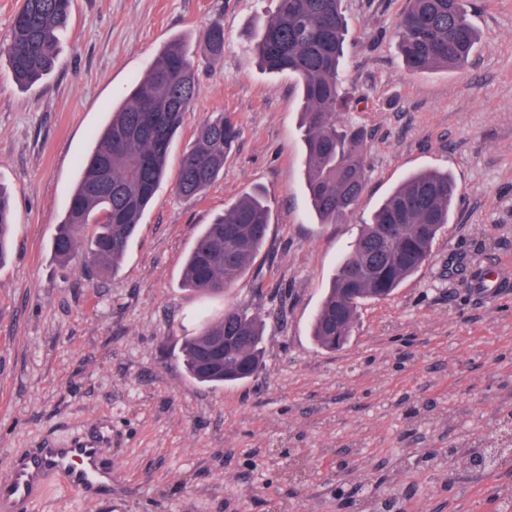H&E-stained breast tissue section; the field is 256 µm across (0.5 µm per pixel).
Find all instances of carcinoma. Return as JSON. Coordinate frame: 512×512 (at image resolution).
Wrapping results in <instances>:
<instances>
[{"label": "carcinoma", "instance_id": "1", "mask_svg": "<svg viewBox=\"0 0 512 512\" xmlns=\"http://www.w3.org/2000/svg\"><path fill=\"white\" fill-rule=\"evenodd\" d=\"M72 0H21L11 25L6 55L15 81L32 87L52 70L58 34L71 15ZM348 34L341 0H275V9L255 37L261 68L294 77L301 112L305 185L323 223H334L357 208L366 185V143L360 130L338 120L346 103L341 78ZM210 56L224 55V24L216 21L203 35ZM479 41L468 0H409L400 15L396 49L413 73L464 65ZM196 66L184 42L174 39L131 88L114 112L95 148L82 163L77 187L52 240L61 261L81 247L96 273H115L161 186L174 139L189 104L200 94ZM241 127L219 113L197 129L181 158L175 190L196 200L224 169L227 152ZM457 184L447 172L426 171L403 179L371 214L342 257L317 310L311 335L334 351L352 336L361 306L389 296L423 265L450 223ZM270 224L259 192L248 193L204 226L183 268L185 290L201 296L224 293L253 266ZM15 226L10 195L0 187V264L8 257ZM217 336L242 342L247 368L236 356L224 369H202L205 352ZM181 355L190 376L219 386L247 380L262 368L264 325L243 308H226L198 333L185 337Z\"/></svg>", "mask_w": 512, "mask_h": 512}]
</instances>
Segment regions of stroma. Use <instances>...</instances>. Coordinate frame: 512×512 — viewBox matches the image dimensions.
<instances>
[{
    "label": "stroma",
    "instance_id": "1",
    "mask_svg": "<svg viewBox=\"0 0 512 512\" xmlns=\"http://www.w3.org/2000/svg\"><path fill=\"white\" fill-rule=\"evenodd\" d=\"M408 0H343L349 33L342 124L362 128L367 185L357 211L318 223L305 191L295 80L259 67L248 43L260 0H73L56 64L23 89L0 57V185L16 219L0 266V469L31 448L112 433V490L87 499L51 481L32 512H512V0H472L480 43L453 71L413 74L395 48ZM224 25L211 63L202 35ZM202 87L183 117L167 178L118 273L90 276L51 250L81 164L113 107L170 40ZM228 112L242 135L194 202L174 190L200 124ZM459 187L431 259L365 303L344 348L320 349L312 316L370 212L407 174ZM261 192L271 224L253 267L224 294L182 286L203 225ZM266 324L248 381L194 382L183 336L224 308ZM504 455L482 469L469 457Z\"/></svg>",
    "mask_w": 512,
    "mask_h": 512
}]
</instances>
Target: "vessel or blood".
I'll return each instance as SVG.
<instances>
[{
  "mask_svg": "<svg viewBox=\"0 0 512 512\" xmlns=\"http://www.w3.org/2000/svg\"><path fill=\"white\" fill-rule=\"evenodd\" d=\"M105 435L79 438L65 448H42L0 471V512H29L49 480L57 479L83 496H90L112 470L102 460Z\"/></svg>",
  "mask_w": 512,
  "mask_h": 512,
  "instance_id": "1",
  "label": "vessel or blood"
}]
</instances>
